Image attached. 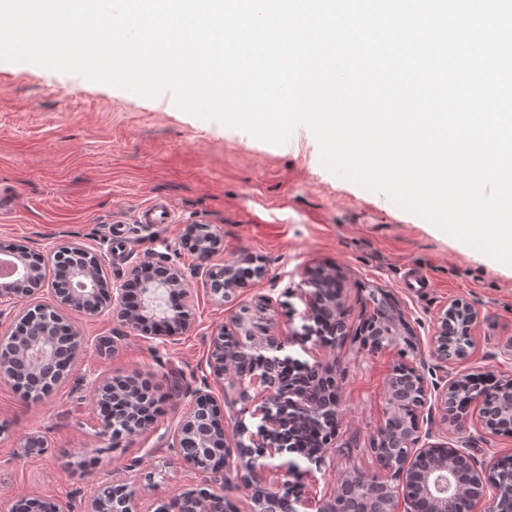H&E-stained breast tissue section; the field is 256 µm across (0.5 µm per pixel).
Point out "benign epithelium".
I'll list each match as a JSON object with an SVG mask.
<instances>
[{
	"mask_svg": "<svg viewBox=\"0 0 512 512\" xmlns=\"http://www.w3.org/2000/svg\"><path fill=\"white\" fill-rule=\"evenodd\" d=\"M184 237L196 240V246L211 253L218 243L217 236L205 224L184 225ZM64 254H73L87 259V263L75 262L61 270L60 279L66 282L62 287L52 280L50 294L52 301L38 304V308L63 323V311L82 310L90 315L106 311L120 320L130 331L140 335H152L155 329L149 323L168 325L165 335L172 337L186 331L190 326V312L187 290L178 266L171 260L151 262L144 260L128 273L108 280L99 258L79 245L53 249L49 252L56 262ZM17 271L14 279L0 284V304H14L27 301L45 291L47 277L43 269L45 262L34 265L28 253L21 252L14 257ZM207 284L211 291L228 299L237 289L245 285L238 274V263H228L206 272ZM340 277L331 272L324 280H312L314 291L310 302L309 317L315 323V335L322 345H332L336 338L346 333V313L343 304ZM480 318L476 308L466 304H453L439 313L433 336L430 337L431 355L440 364L448 365L466 359L468 349L474 343L473 329ZM255 321L238 315L213 339V369L218 377H225L232 386L239 387L242 398H248V389L254 385L262 387V405L256 409L261 423L256 431L241 428L236 440L224 443L226 453L224 464L236 458L235 464L240 479L251 493L253 512H275L282 496V487L267 481V472L279 468L290 475L299 471V461L291 457L276 466L268 460L284 452L299 454L308 461L320 464L325 449L301 448L296 437L300 436L302 424L319 426L320 413L327 410V427L335 428L341 415L336 385L335 368L316 363L300 365L286 357L281 359L275 352L281 349V340L274 336L257 337ZM239 338L234 358L245 359L257 352L267 351L263 371L242 374L229 356L224 354V337ZM54 343L49 339H38L21 352L19 359L33 367L46 364L55 357ZM413 380L409 389L414 392L415 412L411 422L399 420L404 401V390L388 384V406L384 424L379 430L381 446L393 443L408 449L402 454L389 456L388 474L366 478L350 473L339 481V485H359L374 497L380 498L382 512H395L398 499L407 505L405 512H448V500L471 496L472 506L484 504L483 512H504L503 505L488 495L491 477L499 468L500 461L494 460L488 468H478L464 448L453 445L425 444L420 437V416L429 402L427 381L416 366L406 363ZM196 402L182 421L174 437L172 447H181L183 435L194 429L199 407L210 404L211 396L201 390L195 392ZM436 406L443 422L454 427L466 419L468 407L476 403L484 428L495 432L499 418L512 416V396L505 405L496 409L485 403L484 393L467 385V380L454 377L434 395ZM106 431L115 436L130 438L143 428L130 421H104ZM402 471L410 477L402 484L394 485L393 472Z\"/></svg>",
	"mask_w": 512,
	"mask_h": 512,
	"instance_id": "obj_1",
	"label": "benign epithelium"
}]
</instances>
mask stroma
Segmentation results:
<instances>
[{
  "mask_svg": "<svg viewBox=\"0 0 512 512\" xmlns=\"http://www.w3.org/2000/svg\"><path fill=\"white\" fill-rule=\"evenodd\" d=\"M156 199L174 211L170 224L137 223ZM207 224L218 251L202 260L183 243L187 224ZM79 244L102 262L107 277L139 261L173 254L185 274L191 326L173 337L134 332L114 337L111 314L66 313L84 339L65 378L42 400L22 397L0 378V512L20 499L58 506L93 499L123 482L135 512H156L208 477L184 460L172 436L194 403L209 393L224 413L226 434L256 430L259 418L227 380L214 376L212 339L241 312L271 318L283 355L333 365L341 418L326 463L302 462L290 481L300 512H316L337 481L356 471L380 472L371 442L385 420V386L401 357L395 346L372 351L356 332L371 313V293L388 294L414 331L416 362L429 387L457 375L512 379V266L449 236L381 193L336 177L320 162L311 132L294 130L280 146L178 110L171 94L149 100L80 76L29 63L0 61V248L47 254ZM242 258L264 270L229 299L199 276ZM337 269L347 311L346 336L333 347L306 337L307 269ZM461 302L478 308L468 358L438 367L429 351L437 314ZM114 344L98 350L103 338ZM149 377L165 400L141 435L113 441L103 425L95 386L115 375ZM43 447L28 448V436ZM422 440L467 449L478 466L512 457V434L480 426L470 407L463 428L430 409Z\"/></svg>",
  "mask_w": 512,
  "mask_h": 512,
  "instance_id": "stroma-1",
  "label": "stroma"
}]
</instances>
